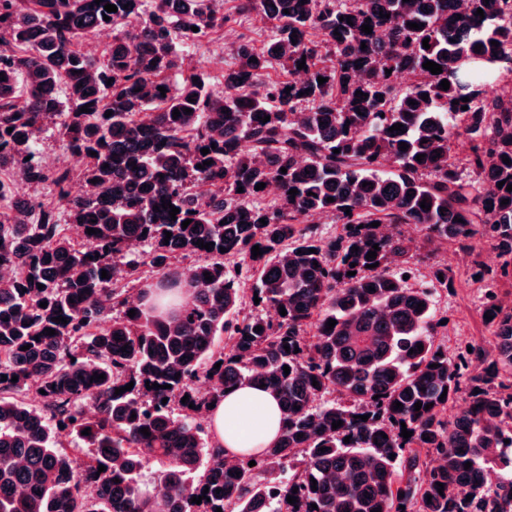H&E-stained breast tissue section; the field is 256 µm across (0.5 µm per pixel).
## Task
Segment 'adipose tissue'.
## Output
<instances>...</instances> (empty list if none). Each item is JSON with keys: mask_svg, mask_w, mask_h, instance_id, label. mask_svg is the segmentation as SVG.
<instances>
[{"mask_svg": "<svg viewBox=\"0 0 512 512\" xmlns=\"http://www.w3.org/2000/svg\"><path fill=\"white\" fill-rule=\"evenodd\" d=\"M281 426L274 396L248 383L230 388L208 411L213 443L228 455L254 453L270 446L279 436Z\"/></svg>", "mask_w": 512, "mask_h": 512, "instance_id": "obj_1", "label": "adipose tissue"}]
</instances>
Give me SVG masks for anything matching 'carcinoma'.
<instances>
[{
  "instance_id": "carcinoma-1",
  "label": "carcinoma",
  "mask_w": 512,
  "mask_h": 512,
  "mask_svg": "<svg viewBox=\"0 0 512 512\" xmlns=\"http://www.w3.org/2000/svg\"><path fill=\"white\" fill-rule=\"evenodd\" d=\"M223 4L0 0V512H157L161 496L168 512H512V306L486 288L492 349L449 353L436 340L431 290L403 279L411 247L391 232L413 225L443 248L479 235L502 273L512 267V164L503 162L512 160V98L477 84L501 66L512 72V0H237L232 13ZM253 13L271 34L259 48L233 45L217 96L179 45ZM130 22L103 59L81 49L90 34ZM428 60L442 73L423 68ZM277 64L288 78L269 77ZM48 122L85 160L81 196L69 193L72 169L42 163L36 139ZM396 123L403 130L389 131ZM457 128L466 171L452 154ZM20 183L51 184L55 203L16 215ZM272 186L276 200L262 203ZM58 206L95 233L66 235ZM323 216L341 225L330 240L310 226ZM375 244L376 259L366 258ZM189 253L202 260L179 270L174 260ZM145 266L155 273L147 287L185 289L176 312L154 314L145 289L123 288ZM247 280L275 317L241 315ZM244 381L275 396L284 429L227 469L201 412ZM329 391L339 399L316 404ZM62 427L90 449L79 471ZM152 462L164 466L155 495L141 487Z\"/></svg>"
}]
</instances>
